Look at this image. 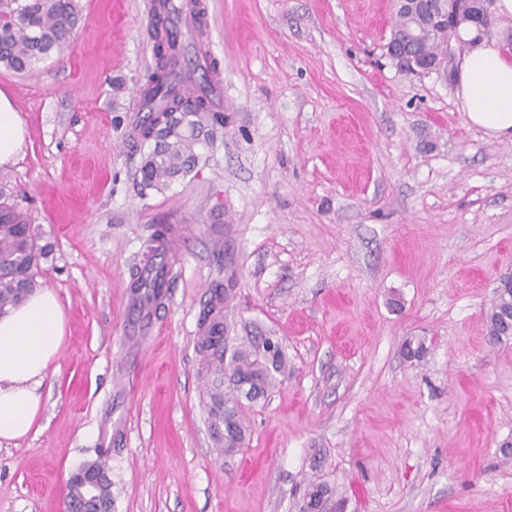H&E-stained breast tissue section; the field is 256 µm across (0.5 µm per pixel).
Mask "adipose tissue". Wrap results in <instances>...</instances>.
I'll use <instances>...</instances> for the list:
<instances>
[{
  "instance_id": "adipose-tissue-1",
  "label": "adipose tissue",
  "mask_w": 512,
  "mask_h": 512,
  "mask_svg": "<svg viewBox=\"0 0 512 512\" xmlns=\"http://www.w3.org/2000/svg\"><path fill=\"white\" fill-rule=\"evenodd\" d=\"M457 96L473 126L512 141V49L506 42L483 43L462 55ZM25 132L12 99L0 90V167L18 162ZM64 336V312L49 291L0 315V439H18L33 428L47 369Z\"/></svg>"
}]
</instances>
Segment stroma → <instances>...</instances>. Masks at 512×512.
<instances>
[{
	"mask_svg": "<svg viewBox=\"0 0 512 512\" xmlns=\"http://www.w3.org/2000/svg\"><path fill=\"white\" fill-rule=\"evenodd\" d=\"M199 2L227 122L160 190L131 135L150 0H78L63 54L0 66L27 129L11 188L66 320L35 427L0 440V512H66L99 459L112 512H300L312 482L343 512H512V336L487 329L512 275V142L386 57L390 0ZM162 225L179 264L147 311L131 275ZM217 281L231 344L271 334L285 359L232 456L197 352Z\"/></svg>",
	"mask_w": 512,
	"mask_h": 512,
	"instance_id": "35a3bbf8",
	"label": "stroma"
}]
</instances>
